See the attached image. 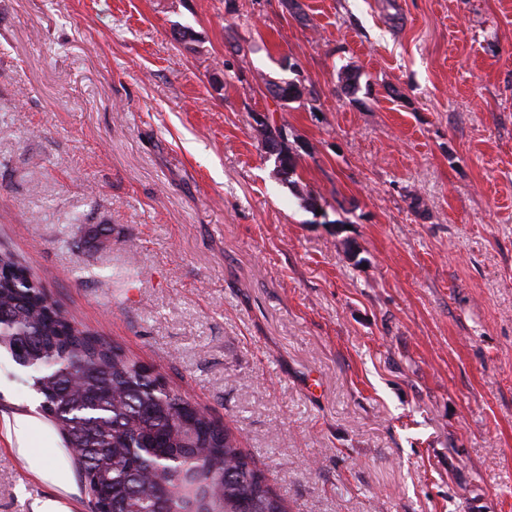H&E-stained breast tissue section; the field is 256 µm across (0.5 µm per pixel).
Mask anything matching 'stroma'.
<instances>
[{"mask_svg":"<svg viewBox=\"0 0 512 512\" xmlns=\"http://www.w3.org/2000/svg\"><path fill=\"white\" fill-rule=\"evenodd\" d=\"M286 2L0 0V250L291 512H512V0ZM31 375L0 351V512H90ZM282 143L285 147H283L281 150L280 144ZM262 147L268 158H274L277 172L280 175L285 176V174L289 172L290 168L291 174L294 173L295 164L292 167L291 164L294 163V160L298 154L288 151L286 133L282 128L278 127L277 131H273L272 134L269 135L268 139L263 141ZM30 426V422L27 419L19 417L15 420L12 428L21 445L20 450L26 455L32 467L39 470L45 466V461L42 455L33 451Z\"/></svg>","mask_w":512,"mask_h":512,"instance_id":"obj_1","label":"stroma"}]
</instances>
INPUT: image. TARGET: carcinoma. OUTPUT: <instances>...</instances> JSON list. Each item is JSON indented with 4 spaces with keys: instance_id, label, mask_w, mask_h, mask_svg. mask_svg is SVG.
I'll list each match as a JSON object with an SVG mask.
<instances>
[{
    "instance_id": "obj_1",
    "label": "carcinoma",
    "mask_w": 512,
    "mask_h": 512,
    "mask_svg": "<svg viewBox=\"0 0 512 512\" xmlns=\"http://www.w3.org/2000/svg\"><path fill=\"white\" fill-rule=\"evenodd\" d=\"M0 349L38 372L40 410L100 512H286L210 414L79 326L0 252Z\"/></svg>"
}]
</instances>
